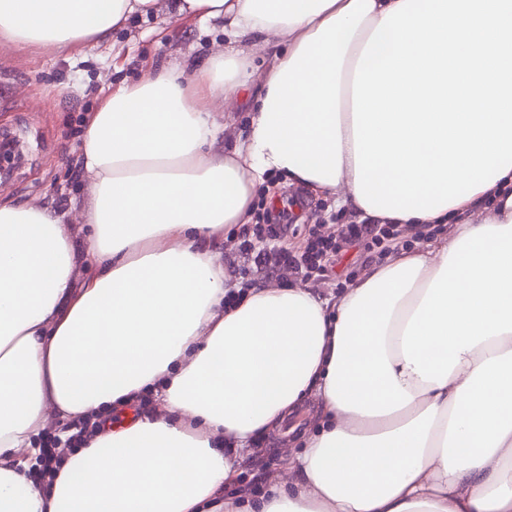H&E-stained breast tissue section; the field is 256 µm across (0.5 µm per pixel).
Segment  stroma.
I'll list each match as a JSON object with an SVG mask.
<instances>
[{"instance_id":"35a3bbf8","label":"stroma","mask_w":512,"mask_h":512,"mask_svg":"<svg viewBox=\"0 0 512 512\" xmlns=\"http://www.w3.org/2000/svg\"><path fill=\"white\" fill-rule=\"evenodd\" d=\"M220 29L199 21H175L166 11L132 16L104 42L84 47L38 48L0 45V130L21 133L28 162L13 181L0 188V199L54 209L88 203L87 184L79 170L85 122L112 87L137 81L149 64L203 62L223 51ZM285 209L273 213L271 196ZM252 221L288 225V236L276 246L303 250L312 236L338 239L350 217L330 209L322 199L301 187L288 186L277 174H268L254 189ZM384 254L366 242L341 241L335 261L320 274L303 277L288 270L274 281L308 284L323 294H341ZM317 401H307L286 425L265 434L255 449L239 462V485L250 495L267 491V480L284 468L287 457L299 452L301 435L320 425Z\"/></svg>"}]
</instances>
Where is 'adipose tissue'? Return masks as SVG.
<instances>
[{"mask_svg": "<svg viewBox=\"0 0 512 512\" xmlns=\"http://www.w3.org/2000/svg\"><path fill=\"white\" fill-rule=\"evenodd\" d=\"M159 0H0V44L103 42ZM221 26L90 115L91 200L0 204V512H512V0H169ZM268 55L256 72L255 53ZM258 85L246 138L217 99ZM356 222L446 238L344 295L254 284L217 247L266 173ZM161 397L46 478L48 422ZM290 482L227 496L240 452L305 399Z\"/></svg>", "mask_w": 512, "mask_h": 512, "instance_id": "obj_1", "label": "adipose tissue"}]
</instances>
